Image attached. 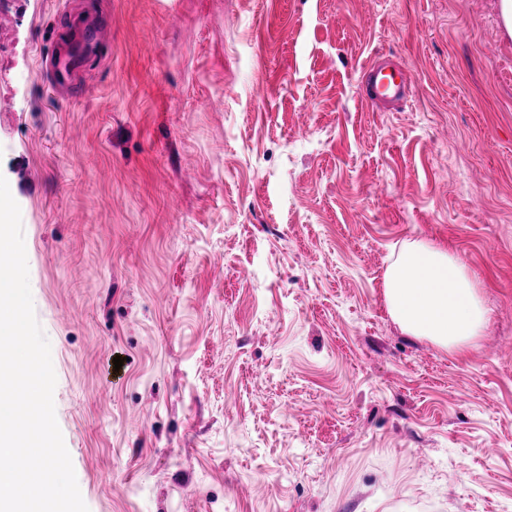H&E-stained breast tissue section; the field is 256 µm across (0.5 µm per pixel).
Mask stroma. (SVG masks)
<instances>
[{"label":"stroma","instance_id":"1","mask_svg":"<svg viewBox=\"0 0 512 512\" xmlns=\"http://www.w3.org/2000/svg\"><path fill=\"white\" fill-rule=\"evenodd\" d=\"M77 6L90 97L41 69ZM379 55L414 77L394 112ZM0 175L89 512H512L499 0H12ZM420 240L481 287L463 351L388 313ZM361 84L365 102L378 110L387 102L406 99L412 89L411 77L405 69L375 58L361 69Z\"/></svg>","mask_w":512,"mask_h":512}]
</instances>
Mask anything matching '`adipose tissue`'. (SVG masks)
<instances>
[{"label":"adipose tissue","mask_w":512,"mask_h":512,"mask_svg":"<svg viewBox=\"0 0 512 512\" xmlns=\"http://www.w3.org/2000/svg\"><path fill=\"white\" fill-rule=\"evenodd\" d=\"M384 294L404 332L448 349L472 345L488 321L480 287L465 263L431 242L404 245L385 273Z\"/></svg>","instance_id":"obj_1"}]
</instances>
